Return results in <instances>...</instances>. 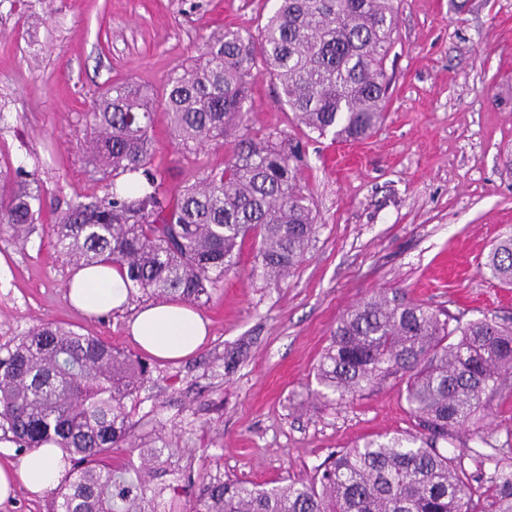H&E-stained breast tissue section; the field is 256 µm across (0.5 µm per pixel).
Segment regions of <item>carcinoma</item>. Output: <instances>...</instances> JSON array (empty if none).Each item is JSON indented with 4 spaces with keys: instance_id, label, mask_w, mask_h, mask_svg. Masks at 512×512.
<instances>
[{
    "instance_id": "obj_1",
    "label": "carcinoma",
    "mask_w": 512,
    "mask_h": 512,
    "mask_svg": "<svg viewBox=\"0 0 512 512\" xmlns=\"http://www.w3.org/2000/svg\"><path fill=\"white\" fill-rule=\"evenodd\" d=\"M260 39L227 30L202 61L174 70L161 96L132 81L109 86L86 114V152L109 177L101 196L57 214L55 248L85 266L102 257L126 268L129 294L199 304L259 238L254 271L277 281L303 258L315 216L297 191L301 158L273 136H245L224 167L170 195L152 167L150 130L162 117L183 150L244 126L256 56L279 84V101L310 132L342 140L368 136L382 119L385 63L396 24L394 0H278ZM0 174V226L25 241L41 216L37 172L9 188ZM512 286V235L483 264ZM149 373L141 357L96 336L46 322L0 355V426L19 450L54 443L71 463L53 512H478L475 472L465 453L439 443L493 415L488 394L512 377V326L465 324L414 301L374 294L336 323L316 370L319 394L347 400L389 381L403 385L418 432L334 452L310 483L271 488L200 475L197 492L165 497L142 468L112 466L132 453L128 401ZM496 512H512V465L495 467Z\"/></svg>"
}]
</instances>
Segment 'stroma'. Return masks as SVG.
Here are the masks:
<instances>
[{
	"instance_id": "35a3bbf8",
	"label": "stroma",
	"mask_w": 512,
	"mask_h": 512,
	"mask_svg": "<svg viewBox=\"0 0 512 512\" xmlns=\"http://www.w3.org/2000/svg\"><path fill=\"white\" fill-rule=\"evenodd\" d=\"M276 0H0V170L37 171L42 219L25 243L0 229V346L44 321L68 324L141 355L127 331L146 298L90 317L67 298L74 263L54 247L58 212L102 195L83 150L85 114L104 88L130 80L161 93L179 65L225 30L257 35ZM245 105L250 136L300 144L298 188L317 230L304 258L275 283L253 275L258 245L196 307L202 347L179 362L152 359L132 404L145 447L178 453L157 484L185 471L266 487L310 482L330 452L415 432L403 387L388 383L332 404L316 368L338 318L376 292L460 317L512 323V288L482 269L512 235V0H401L386 62L385 118L359 141L299 125L257 63ZM153 165L167 188L223 166L232 133L181 152L165 122L152 130ZM481 429L461 428L448 450L512 448V391L491 400Z\"/></svg>"
}]
</instances>
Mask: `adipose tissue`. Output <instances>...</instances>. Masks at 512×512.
I'll return each mask as SVG.
<instances>
[{"label":"adipose tissue","mask_w":512,"mask_h":512,"mask_svg":"<svg viewBox=\"0 0 512 512\" xmlns=\"http://www.w3.org/2000/svg\"><path fill=\"white\" fill-rule=\"evenodd\" d=\"M67 288L71 304L89 316L123 309L127 303L126 273L111 262L75 269ZM129 326L139 346L163 360L192 354L207 335V323L200 314L175 302L140 309ZM61 471L59 452L52 445L35 449L11 467H0V503L13 498L21 487L34 494L50 489Z\"/></svg>","instance_id":"ef3b65f1"}]
</instances>
